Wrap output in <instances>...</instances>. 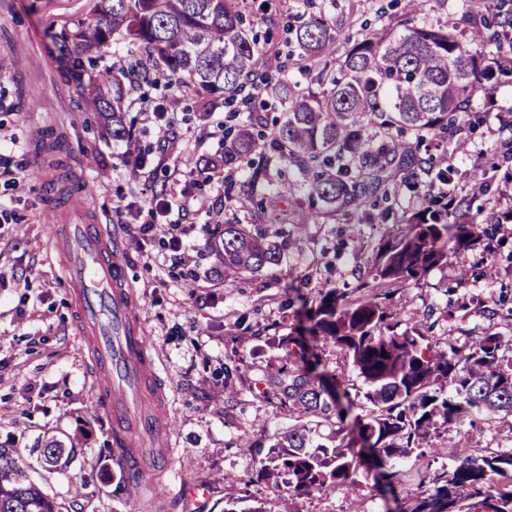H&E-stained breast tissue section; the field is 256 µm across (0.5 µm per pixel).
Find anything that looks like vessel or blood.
Wrapping results in <instances>:
<instances>
[{
    "label": "vessel or blood",
    "mask_w": 512,
    "mask_h": 512,
    "mask_svg": "<svg viewBox=\"0 0 512 512\" xmlns=\"http://www.w3.org/2000/svg\"><path fill=\"white\" fill-rule=\"evenodd\" d=\"M49 214H65L66 223L50 227L55 252L79 323L93 352L91 377L96 405L111 421L121 468L132 469L129 494L154 486L155 479L129 450L144 442L163 447L169 420L156 388V362L141 321L139 305L127 274L125 245L110 228L88 217L85 188L73 183L63 203L47 206Z\"/></svg>",
    "instance_id": "1"
}]
</instances>
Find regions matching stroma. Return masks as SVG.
<instances>
[{
  "instance_id": "1",
  "label": "stroma",
  "mask_w": 512,
  "mask_h": 512,
  "mask_svg": "<svg viewBox=\"0 0 512 512\" xmlns=\"http://www.w3.org/2000/svg\"><path fill=\"white\" fill-rule=\"evenodd\" d=\"M94 0H0V171L23 170L25 185L0 179V446L24 450L27 472L68 512H140L123 493V476L110 450L111 424L95 409L90 359L73 322L71 300L54 257L46 225L38 154L33 143L53 128L66 144L68 172H81L100 223L119 229L128 251V275L140 304L143 326L154 346L157 379L171 431L166 439L169 468L161 480L171 495L151 512H224L236 501L242 512L273 502L276 512H401L382 496L370 473L361 491L331 485L301 496L279 494L258 475L259 463L240 445L242 436L270 441L291 422L287 403L269 384L281 352L274 338L306 327L322 292L338 288L358 299L362 277L374 269L382 245L396 241L420 199L403 191L387 223H343L336 215L301 225L279 265L224 283V264L209 230L215 224L250 223L238 201L226 199L227 185L246 173L224 166V129L244 126L249 115L233 105L203 106L197 94L152 69L150 83H135L124 106L131 140L116 141L93 101L96 71L130 72L147 63L139 44L123 42L102 51L95 68L71 70L56 50L51 32L86 16ZM239 7L268 51L272 78L306 89L311 84L288 55V26L303 9L300 0H239ZM311 13H333L344 38L395 24L401 0H313ZM486 113L479 127L459 122L437 141V155L455 184L476 196L485 210H512V167L494 172L490 189L470 178L487 166L499 142L500 118L512 120V74L500 76L493 94L473 100ZM91 164L77 168V159ZM151 225L142 233L141 225ZM193 244L176 260L171 237ZM499 247L452 252L448 262L420 281L392 287L390 308L408 322L432 311L430 334L437 345L462 347L485 329L499 331L512 357V225L497 226ZM491 269L492 279L467 285L460 266ZM498 306L495 316L487 309ZM319 372L344 377L352 415L367 408L366 386L344 351L314 345ZM236 395L227 399L225 384ZM56 436L76 448L69 475L45 470L27 455L41 436ZM431 450L393 460L406 472L442 471L467 454L512 449V415L481 417L452 427L435 425ZM206 486L209 498L188 510L177 507L181 484Z\"/></svg>"
}]
</instances>
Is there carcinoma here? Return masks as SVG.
Wrapping results in <instances>:
<instances>
[{
  "label": "carcinoma",
  "mask_w": 512,
  "mask_h": 512,
  "mask_svg": "<svg viewBox=\"0 0 512 512\" xmlns=\"http://www.w3.org/2000/svg\"><path fill=\"white\" fill-rule=\"evenodd\" d=\"M480 4L464 0L475 17L465 46L449 30L417 18L421 0H405L402 29L372 31L350 45L334 68L320 62L339 41L335 24L320 15L288 28L302 69L314 73L320 90L300 94L291 85L269 81L265 87L271 93H288L286 119L258 140L247 128L228 130L231 146L224 150V165L248 169L238 192L242 207L262 210L270 199L286 197L298 225L317 222L319 202L348 221L370 201L369 219L383 222L401 190L394 183L396 172L423 164L426 174L448 186L446 195L430 196L419 180L410 184L423 207L407 221L404 234L382 249L373 280L417 282L447 263L448 249L465 251L491 235L489 225L498 223L497 216L472 211L471 199L457 194L448 171H434L433 158H419L409 142L413 137L419 145L452 129L477 95L493 89L485 55L512 53V37L504 36L512 28V11L489 19L478 14ZM125 40L144 45L155 65L199 95L246 107L269 68L235 0H98L90 15L67 21L54 42L64 57L80 50L73 64L81 67L83 55ZM95 92L112 138L130 137L123 120L125 82L102 71ZM259 148L296 171L277 192L266 163L253 161ZM511 160L512 137L495 151L489 167L497 171ZM450 197L455 211L466 213L469 221L448 223ZM214 236L224 249L226 283L281 260V246L258 224L249 230L229 223ZM389 300L390 292L379 289L349 303L336 288L314 311L311 335L345 350L368 385L365 397L372 409L355 419L359 447L343 436L344 407L336 390L308 364L305 345L291 334L278 338L285 356L270 378L296 423L267 447L249 438L242 443L259 457V473L275 491L298 496L339 483L355 486L367 457L381 467L415 450L426 454L423 441L438 421L450 427L479 415L512 414V360L501 354L500 333L488 330L465 347L442 350L424 323L400 327L388 311ZM313 417L336 421L332 445L313 444L306 423ZM30 453L56 466L66 448L51 440ZM384 477L408 489L403 512H512L511 452L473 457L451 472L408 478L397 470ZM0 512H61L29 479L16 448L0 447Z\"/></svg>",
  "instance_id": "cac0c4a2"
}]
</instances>
